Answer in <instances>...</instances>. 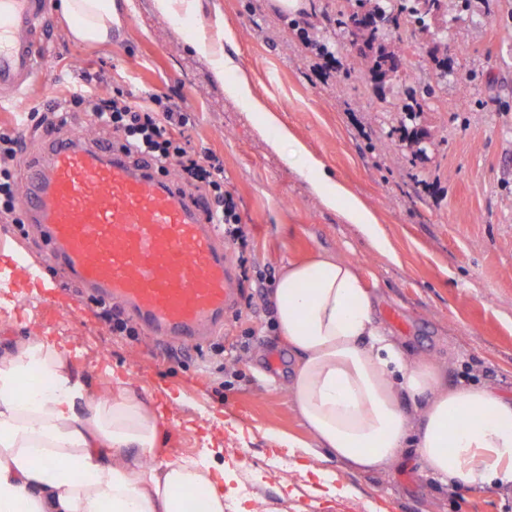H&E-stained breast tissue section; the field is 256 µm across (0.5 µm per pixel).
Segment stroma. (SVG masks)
I'll list each match as a JSON object with an SVG mask.
<instances>
[{
	"mask_svg": "<svg viewBox=\"0 0 512 512\" xmlns=\"http://www.w3.org/2000/svg\"><path fill=\"white\" fill-rule=\"evenodd\" d=\"M58 2L49 0L46 80L19 103L0 107V133L26 135L14 165L17 182L46 140L30 111L75 91L83 72L102 75L98 91L105 96L117 87L139 100L169 96L190 111L196 149L223 161L224 188L238 203L252 258L277 270L313 251L341 254L376 290L380 319L410 357L436 361L449 384L484 382L512 393V0H470L462 12L449 6V19L468 41L449 43L450 66L429 97L421 91L436 69L430 37L412 26L388 36L407 63L396 78L379 87L351 68L350 0H300L299 11L288 13L275 0H196L194 13L179 20L162 15L155 0H132L115 40L98 45L72 38ZM216 27L224 36L213 55L197 53L192 40ZM307 36L326 44L333 61L306 47ZM217 55L234 64L221 76ZM239 78L347 195L374 213L399 264L373 250L346 219L344 204L322 205L259 116L226 93V82ZM410 90L421 94L417 126L430 142L423 154L405 136ZM18 256L53 289L28 285ZM1 266L11 272L0 296L1 340L46 334L64 348L80 345L76 371L94 394L102 387L99 365L110 364L161 407L177 457H195L208 430L223 426L224 444L212 456L250 484L259 512H512V494L497 488L432 485L411 452L383 473H351L314 459L348 488L331 498L316 494L310 473L279 470L287 454L272 453L271 434H309L288 398L292 359L264 308L239 305L223 334L182 353L144 334L113 333L91 301L76 302V285L46 263L40 239L5 217ZM248 330L254 338L244 352L239 345ZM215 343L238 379L226 380L209 364Z\"/></svg>",
	"mask_w": 512,
	"mask_h": 512,
	"instance_id": "35a3bbf8",
	"label": "stroma"
}]
</instances>
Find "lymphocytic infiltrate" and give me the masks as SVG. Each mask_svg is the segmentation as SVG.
Segmentation results:
<instances>
[{
	"label": "lymphocytic infiltrate",
	"mask_w": 512,
	"mask_h": 512,
	"mask_svg": "<svg viewBox=\"0 0 512 512\" xmlns=\"http://www.w3.org/2000/svg\"><path fill=\"white\" fill-rule=\"evenodd\" d=\"M82 92L62 98L54 105L49 128H59L67 120L89 114L97 129L136 155L157 164L163 172L174 173L187 187L205 188L203 205L212 221L224 229L225 240L245 245L247 234L230 192L224 189V165L211 153L200 152L192 144L189 113L170 98L157 94L134 101L130 94L116 91L106 98L96 87L100 73L82 75ZM15 135L0 134V214L15 216L17 195L10 163L23 150Z\"/></svg>",
	"instance_id": "lymphocytic-infiltrate-1"
}]
</instances>
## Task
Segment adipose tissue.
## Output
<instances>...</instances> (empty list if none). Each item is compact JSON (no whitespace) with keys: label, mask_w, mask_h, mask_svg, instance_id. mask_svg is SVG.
<instances>
[{"label":"adipose tissue","mask_w":512,"mask_h":512,"mask_svg":"<svg viewBox=\"0 0 512 512\" xmlns=\"http://www.w3.org/2000/svg\"><path fill=\"white\" fill-rule=\"evenodd\" d=\"M115 0H62L81 43L112 39ZM292 156L322 202L343 187L303 146ZM292 357L288 392L311 442L275 436L298 461L321 455L357 472L413 450L438 485L512 491V399L496 387L448 385L438 365L410 358L379 318V297L349 261L316 252L292 260L270 290ZM81 350L29 336L0 350V512H226L236 475L207 453L174 457L163 419L124 381L91 395L71 364ZM43 376L51 386L33 391Z\"/></svg>","instance_id":"adipose-tissue-1"}]
</instances>
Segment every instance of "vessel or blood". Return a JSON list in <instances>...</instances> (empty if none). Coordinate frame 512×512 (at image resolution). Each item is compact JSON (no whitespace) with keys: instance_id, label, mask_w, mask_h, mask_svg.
Returning <instances> with one entry per match:
<instances>
[{"instance_id":"vessel-or-blood-1","label":"vessel or blood","mask_w":512,"mask_h":512,"mask_svg":"<svg viewBox=\"0 0 512 512\" xmlns=\"http://www.w3.org/2000/svg\"><path fill=\"white\" fill-rule=\"evenodd\" d=\"M48 0H0V97L26 91L42 60ZM22 213L47 261L149 334L197 342L224 325L240 290L197 198L152 164L74 133L30 164Z\"/></svg>"}]
</instances>
